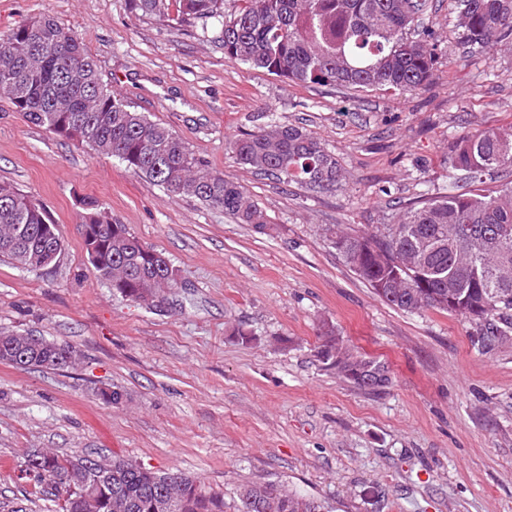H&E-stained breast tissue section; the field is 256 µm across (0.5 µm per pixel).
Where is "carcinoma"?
<instances>
[{
	"mask_svg": "<svg viewBox=\"0 0 512 512\" xmlns=\"http://www.w3.org/2000/svg\"><path fill=\"white\" fill-rule=\"evenodd\" d=\"M224 14V0H131L132 9L163 23H222L224 55L294 83L346 88L387 87L400 93L428 84L437 64L431 32H407L432 9V0H238ZM458 27L464 44L494 49L512 42V0H462ZM67 49L56 48V37ZM80 59L83 82L71 79L70 61ZM8 78L25 89V105L15 109L31 124L86 143L116 157L126 168L162 187L172 198L194 197L221 207L241 224L266 232L268 222L243 187L209 171L178 135L150 120L103 83L81 39L53 19L30 17L0 37V95L14 100ZM237 161L284 181L328 190L341 181L336 158L302 127L272 122L229 142ZM449 164L464 173L471 188L422 202L396 224L373 231H334L336 250L355 274L387 305L415 314L434 309L484 327L482 344L492 349L512 330V135L496 129L468 132L450 144ZM504 180L498 194L478 188L484 177ZM80 223L93 229L84 240L99 279L133 302H146L144 284L172 289L176 279L157 266L154 248L112 219L94 201L82 204ZM52 223L46 210L14 186L0 182V257L29 272L54 264L62 252L59 235L42 231ZM404 276L403 284L384 283ZM0 331V362L23 369L57 370L76 360L69 346L38 338L31 347ZM318 360L359 388L382 391L390 377L369 382L366 368L387 371L384 363L351 351L335 328L321 334ZM25 469L63 501L61 512H114L120 494L127 512H155L161 492L180 480L175 512H224V497L205 492L181 472L153 471L129 459L60 456L51 450L27 456ZM94 482L91 494L73 499L67 480ZM237 512H325L314 498L280 484L251 482L237 491Z\"/></svg>",
	"mask_w": 512,
	"mask_h": 512,
	"instance_id": "cac0c4a2",
	"label": "carcinoma"
}]
</instances>
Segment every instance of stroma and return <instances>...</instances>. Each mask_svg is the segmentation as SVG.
Returning a JSON list of instances; mask_svg holds the SVG:
<instances>
[{"label":"stroma","mask_w":512,"mask_h":512,"mask_svg":"<svg viewBox=\"0 0 512 512\" xmlns=\"http://www.w3.org/2000/svg\"><path fill=\"white\" fill-rule=\"evenodd\" d=\"M461 0L424 26L438 69L411 94L302 85L224 56L221 26L177 27L130 0H0V35L45 16L75 33L115 94L161 123L264 211L260 234L222 208L170 198L117 158L28 123L0 98V182L42 203L63 243L29 272L0 260V328L75 348L72 367L0 363V503L58 512L27 454L97 452L178 471L224 496L276 481L328 512H512V335L382 302L330 231L397 223L453 187L448 145L512 131V48L472 51ZM303 127L345 175L319 192L241 165L228 143L268 121ZM94 200L178 274L162 307L122 298L88 261L79 214ZM385 362L391 385L355 387L316 358L322 325ZM250 333L242 343L240 331ZM121 395L108 404L97 390Z\"/></svg>","instance_id":"35a3bbf8"}]
</instances>
